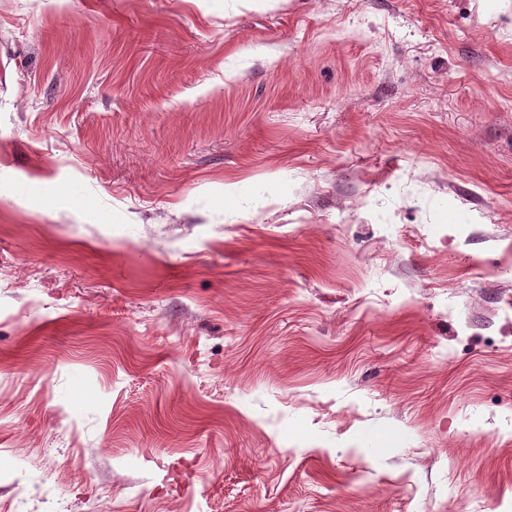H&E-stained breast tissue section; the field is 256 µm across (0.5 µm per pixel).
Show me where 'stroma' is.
Segmentation results:
<instances>
[{"mask_svg":"<svg viewBox=\"0 0 512 512\" xmlns=\"http://www.w3.org/2000/svg\"><path fill=\"white\" fill-rule=\"evenodd\" d=\"M0 512H512V0H0Z\"/></svg>","mask_w":512,"mask_h":512,"instance_id":"35a3bbf8","label":"stroma"}]
</instances>
